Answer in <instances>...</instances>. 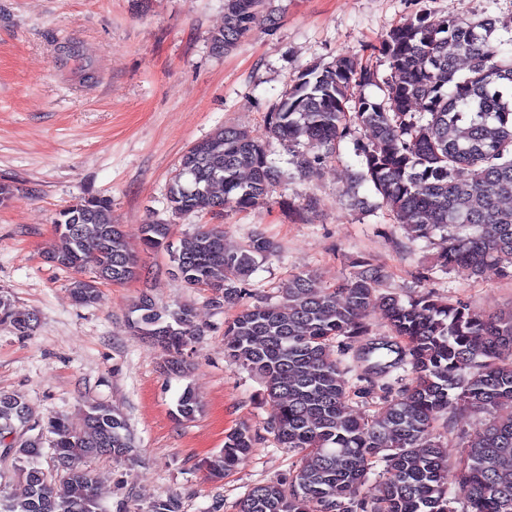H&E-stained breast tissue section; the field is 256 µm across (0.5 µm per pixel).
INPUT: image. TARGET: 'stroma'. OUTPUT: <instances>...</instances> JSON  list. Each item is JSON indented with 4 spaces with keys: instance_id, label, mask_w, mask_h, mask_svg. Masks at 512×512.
I'll list each match as a JSON object with an SVG mask.
<instances>
[{
    "instance_id": "obj_1",
    "label": "stroma",
    "mask_w": 512,
    "mask_h": 512,
    "mask_svg": "<svg viewBox=\"0 0 512 512\" xmlns=\"http://www.w3.org/2000/svg\"><path fill=\"white\" fill-rule=\"evenodd\" d=\"M270 8L274 27L258 26L222 54L210 35L224 24V0H0V183L13 189L0 205V290L37 318L25 337L0 324V392L23 396L40 417L67 415L77 428L94 403L127 417L133 459L86 463L104 512H146L168 497L180 512H236L247 490L287 477L296 459L269 429L274 407L259 380L224 355V323L240 305L214 303L211 290L173 275L167 255L139 248L148 220L171 223L175 243L211 221L166 208L187 149L224 125L265 137L266 113L313 63L355 56L386 77L382 39L422 13L495 20L494 44L512 53V0H270ZM271 150V202L225 209L221 221L228 248L256 233L279 247L251 275L244 304L276 297L300 272L336 285L367 260L380 267L385 293L406 299L430 290L480 313L512 307V277L499 270L474 277L433 269L442 234L411 238L378 208L372 187L356 179L352 141L307 174L286 147ZM91 195L111 200L113 223L150 275L101 286L96 303L80 306L72 272L48 257L58 213ZM311 197L316 208L300 215L279 205ZM145 294L160 307L193 309L198 334L184 374L166 373L165 352L128 327L130 307ZM187 389L202 409L179 421L173 413ZM241 424L257 433L255 447L224 478L208 479L202 460Z\"/></svg>"
}]
</instances>
